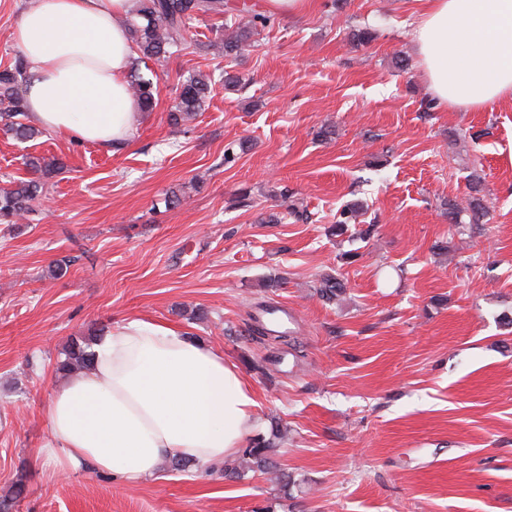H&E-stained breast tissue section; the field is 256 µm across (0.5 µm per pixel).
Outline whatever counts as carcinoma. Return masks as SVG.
Instances as JSON below:
<instances>
[{
    "label": "carcinoma",
    "instance_id": "cac0c4a2",
    "mask_svg": "<svg viewBox=\"0 0 512 512\" xmlns=\"http://www.w3.org/2000/svg\"><path fill=\"white\" fill-rule=\"evenodd\" d=\"M229 11L224 0H140L136 18L130 22L132 41L137 53L136 60L147 62L160 59L183 50L188 44V35L193 23L211 14H224ZM272 21L264 15H255L248 24L235 27L228 25L224 33L211 40L207 49L213 54L228 59H237L254 47V35L259 27H269ZM27 82V65L22 55L15 56L8 65L0 66V122L6 131L17 140H31L42 131L27 121V107L23 87ZM130 87L141 110L151 112L155 108L157 84L150 78L136 74L130 80ZM211 81L204 75L188 78L182 86L177 103L168 113L169 125L175 131L182 130L196 119L205 102L211 98ZM24 165L39 172L44 180H13L10 186L0 188V224H16L24 216L38 212L46 198V179L65 167L62 159L52 157H29ZM448 220L453 224L463 223L469 217L470 223L477 224L485 215V207L480 198L468 196L466 203L450 199L445 203ZM363 206L351 202L340 211L336 221L327 227L330 236H341L348 225L359 223ZM346 288L334 272L319 275L315 294L325 304L340 300ZM97 332L75 339L63 349L56 363V371L70 374L88 368L91 361V348L97 339ZM285 434L278 427L272 429L271 437L259 436L250 440L247 447L240 449L236 459L223 467L224 475L241 478L248 472H259L270 476V480L288 491V473L281 469L276 460L278 443Z\"/></svg>",
    "mask_w": 512,
    "mask_h": 512
}]
</instances>
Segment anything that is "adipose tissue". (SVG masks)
Returning <instances> with one entry per match:
<instances>
[{"label":"adipose tissue","mask_w":512,"mask_h":512,"mask_svg":"<svg viewBox=\"0 0 512 512\" xmlns=\"http://www.w3.org/2000/svg\"><path fill=\"white\" fill-rule=\"evenodd\" d=\"M136 0H38L13 30L28 119L78 143L125 148L138 105L127 74ZM414 37L439 106L481 111L512 98V0H426ZM90 368L53 390L44 458L64 472L136 484L160 464L216 463L246 447L256 393L223 354L162 323L102 333Z\"/></svg>","instance_id":"1"}]
</instances>
